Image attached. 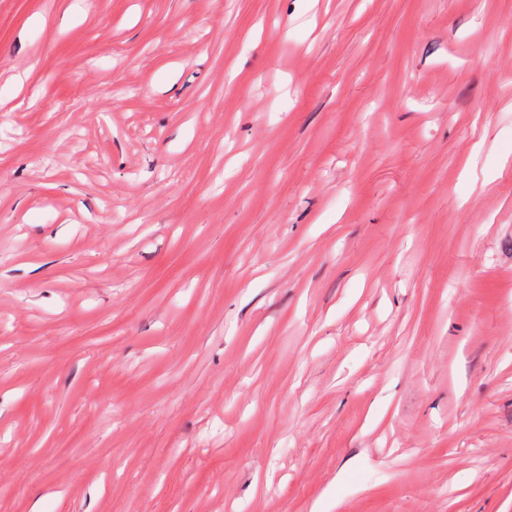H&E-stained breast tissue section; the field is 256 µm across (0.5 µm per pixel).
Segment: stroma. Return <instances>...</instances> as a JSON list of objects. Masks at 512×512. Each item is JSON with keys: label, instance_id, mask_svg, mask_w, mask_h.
<instances>
[{"label": "stroma", "instance_id": "stroma-1", "mask_svg": "<svg viewBox=\"0 0 512 512\" xmlns=\"http://www.w3.org/2000/svg\"><path fill=\"white\" fill-rule=\"evenodd\" d=\"M512 0H0V512H512Z\"/></svg>", "mask_w": 512, "mask_h": 512}]
</instances>
